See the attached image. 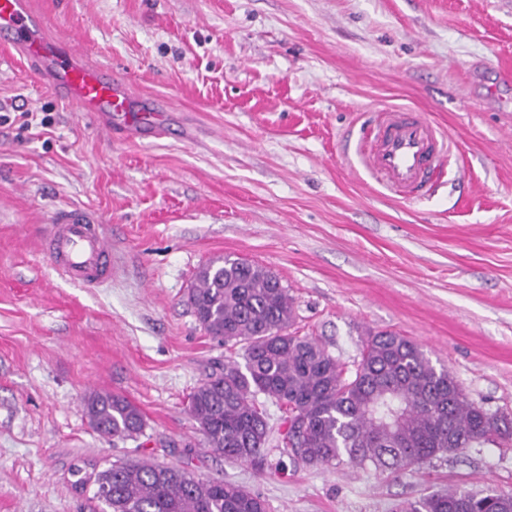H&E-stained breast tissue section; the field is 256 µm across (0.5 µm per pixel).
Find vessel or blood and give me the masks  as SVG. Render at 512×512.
<instances>
[{
  "instance_id": "b4317fda",
  "label": "vessel or blood",
  "mask_w": 512,
  "mask_h": 512,
  "mask_svg": "<svg viewBox=\"0 0 512 512\" xmlns=\"http://www.w3.org/2000/svg\"><path fill=\"white\" fill-rule=\"evenodd\" d=\"M0 42L19 49L57 92L77 99L104 126H111L113 117L119 116L128 132L160 127L157 107L136 106L125 81L111 69L82 63L76 44L47 39L29 0H0ZM365 135L361 148L365 165L407 198L426 192L430 172L451 152L446 133L425 118H409L399 110L381 113ZM43 251L56 271L71 282L92 287L112 277V240L88 210L56 213Z\"/></svg>"
}]
</instances>
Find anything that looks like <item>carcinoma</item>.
Instances as JSON below:
<instances>
[{
  "label": "carcinoma",
  "mask_w": 512,
  "mask_h": 512,
  "mask_svg": "<svg viewBox=\"0 0 512 512\" xmlns=\"http://www.w3.org/2000/svg\"><path fill=\"white\" fill-rule=\"evenodd\" d=\"M188 302L212 336L240 345L244 364L217 363L188 397L187 413L203 444L224 459L263 471L273 427L257 397L287 414L281 441L305 465L346 462L400 473L486 442L512 441V415L471 401L444 367L398 333L363 344L348 369L315 339L290 331L292 298L270 270L226 256L200 268ZM103 438L143 434L140 409L94 390L84 398ZM107 485L109 512H266L250 490L196 476L176 465L118 460L95 479ZM396 512H512V491L461 487L403 502Z\"/></svg>",
  "instance_id": "1"
}]
</instances>
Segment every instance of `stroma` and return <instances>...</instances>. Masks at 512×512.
<instances>
[{"mask_svg": "<svg viewBox=\"0 0 512 512\" xmlns=\"http://www.w3.org/2000/svg\"><path fill=\"white\" fill-rule=\"evenodd\" d=\"M46 36L166 105L168 129L104 132L0 49V512H104L95 473L178 465L260 495L269 512H393L451 487L512 491V444L396 476L268 450L256 472L206 449L186 412L215 362L187 302L200 266L273 271L292 329L345 366L390 331L468 397L512 413V0H31ZM390 108L449 134L419 200L384 189L346 144ZM77 206L112 238V279H61L47 220ZM92 390L126 396L138 440L90 426Z\"/></svg>", "mask_w": 512, "mask_h": 512, "instance_id": "1", "label": "stroma"}]
</instances>
